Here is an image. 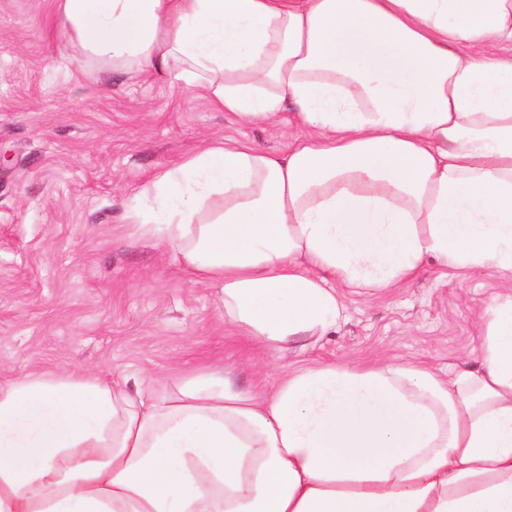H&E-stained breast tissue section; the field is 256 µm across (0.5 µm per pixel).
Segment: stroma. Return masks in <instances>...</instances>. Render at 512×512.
I'll use <instances>...</instances> for the list:
<instances>
[{"mask_svg": "<svg viewBox=\"0 0 512 512\" xmlns=\"http://www.w3.org/2000/svg\"><path fill=\"white\" fill-rule=\"evenodd\" d=\"M300 135L77 59L56 0H0V380L74 369L161 389L231 365L239 387L270 389L308 364L472 360L482 311L512 289L493 271L431 262L391 292L346 293L335 331L278 354L225 325L214 288L126 224L150 176L206 141L285 153Z\"/></svg>", "mask_w": 512, "mask_h": 512, "instance_id": "35a3bbf8", "label": "stroma"}]
</instances>
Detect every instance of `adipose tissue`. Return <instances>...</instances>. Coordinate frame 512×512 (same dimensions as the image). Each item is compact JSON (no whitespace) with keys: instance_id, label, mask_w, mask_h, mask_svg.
I'll return each mask as SVG.
<instances>
[{"instance_id":"1","label":"adipose tissue","mask_w":512,"mask_h":512,"mask_svg":"<svg viewBox=\"0 0 512 512\" xmlns=\"http://www.w3.org/2000/svg\"><path fill=\"white\" fill-rule=\"evenodd\" d=\"M80 56L290 118L288 153L216 141L128 223L264 347L428 261L512 277V0H58ZM478 364H315L269 394L77 372L0 382V512H512V291Z\"/></svg>"}]
</instances>
